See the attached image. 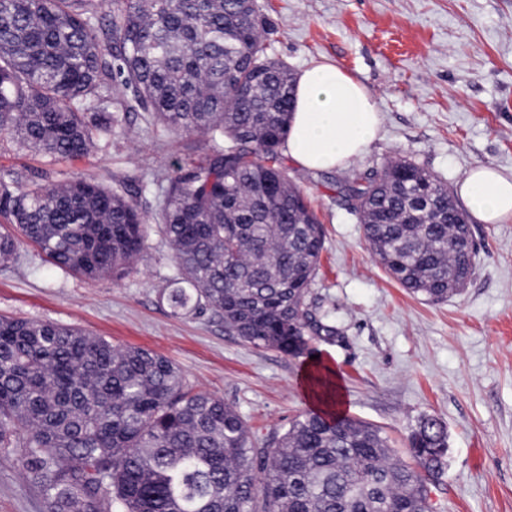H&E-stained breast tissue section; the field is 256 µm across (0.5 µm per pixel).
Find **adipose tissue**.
Masks as SVG:
<instances>
[{"mask_svg": "<svg viewBox=\"0 0 512 512\" xmlns=\"http://www.w3.org/2000/svg\"><path fill=\"white\" fill-rule=\"evenodd\" d=\"M379 131L371 93L337 65L319 62L298 75L287 139L288 154L298 165L311 170L346 168ZM459 193L479 221H512V176L479 166L466 174Z\"/></svg>", "mask_w": 512, "mask_h": 512, "instance_id": "ef3b65f1", "label": "adipose tissue"}]
</instances>
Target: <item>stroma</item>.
I'll return each mask as SVG.
<instances>
[{"label": "stroma", "instance_id": "stroma-1", "mask_svg": "<svg viewBox=\"0 0 512 512\" xmlns=\"http://www.w3.org/2000/svg\"><path fill=\"white\" fill-rule=\"evenodd\" d=\"M269 58L293 72L326 60L362 82L381 116L377 139L352 164L364 171L404 158L458 190L467 171L512 175V0H256ZM202 137L153 124L133 106L106 149L52 159L0 138V182L58 183L93 174L143 213L151 230L136 273L93 281L52 268L33 247L0 263V316L52 321L119 347L174 361L196 390L222 397L257 446L316 408L304 382L329 365L346 414L379 427L407 458L408 437L432 417L448 430L443 472L427 482L433 512H512V222L471 221L473 276L432 303L391 280L338 186L349 170L289 177L325 228L310 311L328 316L334 340L292 357L256 350L208 311L175 317L160 289L178 275L157 232L158 180L203 152ZM0 512H44L13 453L0 452Z\"/></svg>", "mask_w": 512, "mask_h": 512}]
</instances>
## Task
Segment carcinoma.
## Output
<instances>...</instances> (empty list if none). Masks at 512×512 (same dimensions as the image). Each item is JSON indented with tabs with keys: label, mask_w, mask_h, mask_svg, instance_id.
I'll return each mask as SVG.
<instances>
[{
	"label": "carcinoma",
	"mask_w": 512,
	"mask_h": 512,
	"mask_svg": "<svg viewBox=\"0 0 512 512\" xmlns=\"http://www.w3.org/2000/svg\"><path fill=\"white\" fill-rule=\"evenodd\" d=\"M0 0V136L59 159L112 138L135 92L163 127L209 152L160 186L161 231L178 269L171 313L208 310L249 345L299 357L336 328L308 297L324 227L288 178L280 147L295 84L268 57L254 0ZM388 276L432 301L469 281L466 213L437 176L394 159L342 186ZM0 260L23 245L76 277L123 279L145 248L137 206L92 174L0 184ZM322 408L257 447L224 399L197 391L167 357L47 321L0 316V450L15 451L45 512H432L426 474L448 432L422 419L412 462L364 421Z\"/></svg>",
	"instance_id": "carcinoma-1"
}]
</instances>
